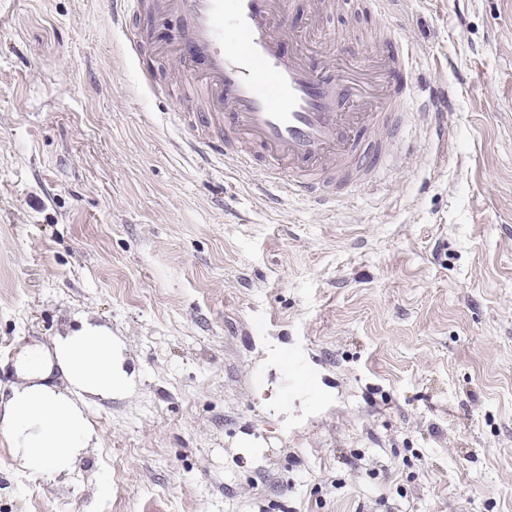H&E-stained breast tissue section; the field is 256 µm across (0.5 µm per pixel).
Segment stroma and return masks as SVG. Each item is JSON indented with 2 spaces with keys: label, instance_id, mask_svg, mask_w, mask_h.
<instances>
[{
  "label": "stroma",
  "instance_id": "1",
  "mask_svg": "<svg viewBox=\"0 0 512 512\" xmlns=\"http://www.w3.org/2000/svg\"><path fill=\"white\" fill-rule=\"evenodd\" d=\"M391 21L400 161L274 208L179 149L201 106L112 0H0V387L83 314L137 381L70 476L0 443V512H512V0H343L321 28L345 56ZM274 348L304 361L288 396Z\"/></svg>",
  "mask_w": 512,
  "mask_h": 512
}]
</instances>
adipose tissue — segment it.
<instances>
[{"instance_id": "adipose-tissue-1", "label": "adipose tissue", "mask_w": 512, "mask_h": 512, "mask_svg": "<svg viewBox=\"0 0 512 512\" xmlns=\"http://www.w3.org/2000/svg\"><path fill=\"white\" fill-rule=\"evenodd\" d=\"M15 372L17 382L0 396V440L33 477L71 474L101 443L88 417L93 398H124L135 388L121 342L89 321L50 344L25 346Z\"/></svg>"}]
</instances>
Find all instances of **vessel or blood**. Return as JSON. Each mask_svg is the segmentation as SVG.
Here are the masks:
<instances>
[{
    "label": "vessel or blood",
    "instance_id": "b4317fda",
    "mask_svg": "<svg viewBox=\"0 0 512 512\" xmlns=\"http://www.w3.org/2000/svg\"><path fill=\"white\" fill-rule=\"evenodd\" d=\"M286 0H115L118 17L177 13L159 46L207 109L183 115L185 144L203 162L253 171L272 204L326 205L391 159L406 125L415 60L404 39L368 45L353 69L328 50H280Z\"/></svg>",
    "mask_w": 512,
    "mask_h": 512
}]
</instances>
